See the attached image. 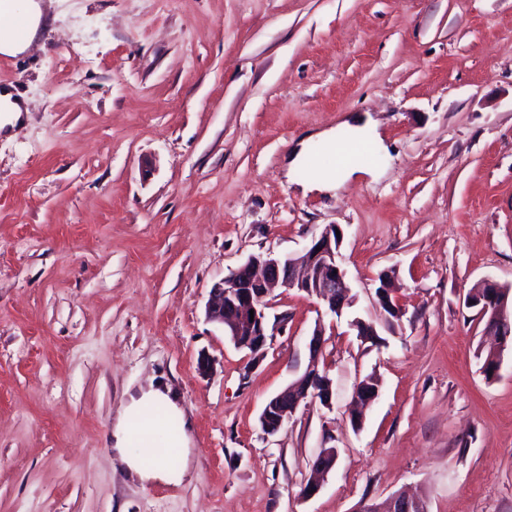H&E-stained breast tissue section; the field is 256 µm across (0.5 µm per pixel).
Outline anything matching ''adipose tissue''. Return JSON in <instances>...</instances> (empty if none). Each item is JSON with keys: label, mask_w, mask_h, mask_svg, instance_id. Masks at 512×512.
Listing matches in <instances>:
<instances>
[{"label": "adipose tissue", "mask_w": 512, "mask_h": 512, "mask_svg": "<svg viewBox=\"0 0 512 512\" xmlns=\"http://www.w3.org/2000/svg\"><path fill=\"white\" fill-rule=\"evenodd\" d=\"M24 8L28 26L26 39H17L10 19L0 16V53L11 56L22 53L28 48L30 40L37 37L45 16V6L42 0H25ZM377 173V168L363 166L351 156L336 167L316 172L314 177L301 182L300 187L306 194L314 191L331 192L352 178L373 177ZM183 415V410L166 387L150 389L131 399L120 413L113 432L114 450L121 462L144 480L158 479L167 483L180 481L189 453L186 432L174 436L168 458L161 465L148 462L142 454L133 452L131 441L135 424L155 429L160 426L162 417L180 418Z\"/></svg>", "instance_id": "1"}]
</instances>
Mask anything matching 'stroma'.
<instances>
[{
  "label": "stroma",
  "instance_id": "35a3bbf8",
  "mask_svg": "<svg viewBox=\"0 0 512 512\" xmlns=\"http://www.w3.org/2000/svg\"><path fill=\"white\" fill-rule=\"evenodd\" d=\"M5 62L28 112L0 130V512H355L400 490L429 512H512V344L486 375L495 341L465 304L481 279L512 287V0H52ZM364 112L384 171L296 192L314 168L288 172L293 147L351 139L341 123ZM330 224L353 308L275 297L283 323L250 364L204 319L212 285ZM319 323L333 406L265 436ZM157 383L192 421L179 484L141 483L108 444ZM325 446L336 466L303 497ZM379 384L378 380L372 376H366L357 384L352 399V403L356 408L363 407L379 395Z\"/></svg>",
  "mask_w": 512,
  "mask_h": 512
}]
</instances>
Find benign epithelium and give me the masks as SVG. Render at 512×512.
<instances>
[{
  "mask_svg": "<svg viewBox=\"0 0 512 512\" xmlns=\"http://www.w3.org/2000/svg\"><path fill=\"white\" fill-rule=\"evenodd\" d=\"M338 227L326 226L310 246L301 253L284 257L253 255L230 275L215 283L205 304L207 321L219 325L234 346L248 351L253 362L263 356V349L270 336L267 309L277 289L303 292L316 299L328 313L340 318L354 304V297L345 283V270L339 261L341 237ZM377 292L382 309L401 315L398 305L390 295L389 274L380 277ZM507 288L491 278H485L478 289L471 293L469 305L479 308L487 317L486 332L507 343L512 337V311L508 310ZM323 346V331L314 330L309 343L310 361L303 373L284 390L269 398L260 415L263 432L273 436L279 432L297 408L305 401H317L330 409L333 404L332 382L327 373L319 369ZM379 395L378 380L372 376L357 384L352 399L356 407H363ZM337 450L324 447L316 456L310 477L301 494L311 498L322 488L324 478L336 465ZM357 512H428L424 500L395 494L385 505L362 503Z\"/></svg>",
  "mask_w": 512,
  "mask_h": 512,
  "instance_id": "benign-epithelium-1",
  "label": "benign epithelium"
}]
</instances>
